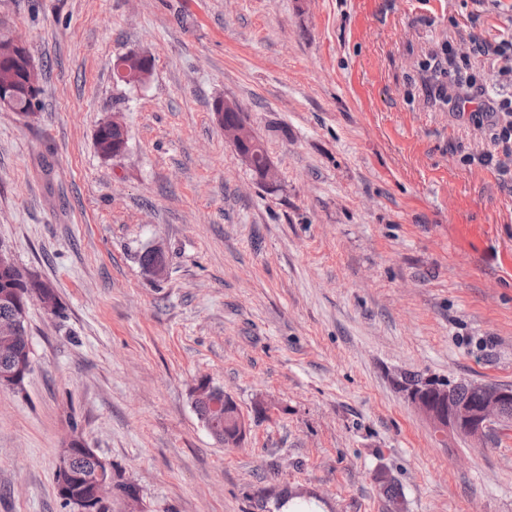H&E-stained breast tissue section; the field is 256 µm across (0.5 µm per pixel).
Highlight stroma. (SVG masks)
<instances>
[{
  "mask_svg": "<svg viewBox=\"0 0 512 512\" xmlns=\"http://www.w3.org/2000/svg\"><path fill=\"white\" fill-rule=\"evenodd\" d=\"M1 21L43 93L33 118L0 110V247L64 314L30 305L26 392L0 389V512H67L55 465L75 430L146 512H278L285 489L393 512L381 471L403 512H512V429L441 437L397 386H512V155L422 69L448 46L511 94L472 39L512 36V0H0ZM132 50L154 60L146 86L113 79ZM113 117L128 146L105 158ZM155 244L161 280L140 263ZM204 376L248 417L241 447L198 419ZM236 107L237 105L231 102H226L224 107V100H219L215 104L214 112L217 122L219 125H221L224 120V125L222 126L223 130L224 127L227 130L228 128L232 127L233 124H236L239 121L240 112H236L234 110ZM225 137L233 144L241 160L248 166L250 160L246 156L240 154L238 150L243 143L247 142L253 137V133L247 126L246 120L244 118L240 120L236 129L232 130L231 132H227ZM109 121L112 120H105L101 122L97 129V135H95V147L97 151L106 158H110L111 156L108 155L109 153V145L112 147V140L114 143V140H120L124 144H122L119 148L117 146H114L112 148V154L114 152V155L120 156L124 150H125V144L127 145V131H120L113 128H107V129H99L100 127H105ZM99 129V130H98ZM98 130V131H97ZM95 132V133H96ZM122 136L124 137L122 140ZM241 151L252 155L253 158V167H249L252 171L253 175L258 179V177L262 176L263 173L266 170L264 182L267 184H271L275 179V170L272 165L268 166L270 164V161L267 157V154L261 144L258 142L256 138H254V141L252 143H249L247 145H244L241 148Z\"/></svg>",
  "mask_w": 512,
  "mask_h": 512,
  "instance_id": "1",
  "label": "stroma"
}]
</instances>
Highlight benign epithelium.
<instances>
[{"mask_svg": "<svg viewBox=\"0 0 512 512\" xmlns=\"http://www.w3.org/2000/svg\"><path fill=\"white\" fill-rule=\"evenodd\" d=\"M127 57L140 60L142 70L130 72L125 62H117L118 70L125 73L132 83H144L150 80L152 69L150 55L145 52H131ZM15 69L19 73L18 83L0 86V104L12 105L20 92L27 94L31 104H36L40 84L35 79L38 65L29 46L22 40H17L6 50L0 49V69ZM253 137L246 120L239 121L236 129L226 133V138L238 148ZM0 259L4 267H8L23 281H33L35 276L20 268L10 253L0 247ZM28 306L18 304L14 322L3 351L13 358L11 370L0 374V388L17 391L22 381L31 374L33 361L29 351L27 336ZM469 386L477 391V400L459 404L448 403L446 391L432 389L412 393L408 400L417 411L431 424L438 434L445 436L453 434L471 443L483 440L487 431L497 425H512L502 411L505 403L512 400V387H504L476 381ZM193 400L204 401L208 404L212 417H225L235 426L234 436L224 442L226 447L240 446L250 431L249 421L239 407L232 405L233 398L220 387L213 385L207 377L198 379L195 384ZM95 455L90 448H67L58 455L56 476L58 491L61 493L71 512H91L100 510L108 505L115 487V471L112 462L103 457H97V465L92 477L82 475L73 465L76 454Z\"/></svg>", "mask_w": 512, "mask_h": 512, "instance_id": "benign-epithelium-1", "label": "benign epithelium"}]
</instances>
